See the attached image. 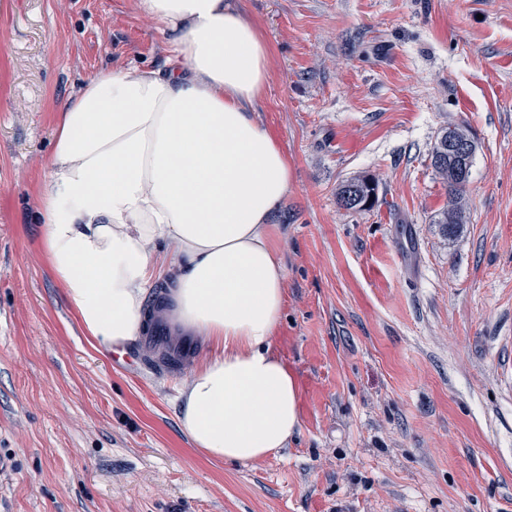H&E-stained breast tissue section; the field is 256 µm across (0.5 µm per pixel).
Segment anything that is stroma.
<instances>
[{"instance_id": "1", "label": "stroma", "mask_w": 512, "mask_h": 512, "mask_svg": "<svg viewBox=\"0 0 512 512\" xmlns=\"http://www.w3.org/2000/svg\"><path fill=\"white\" fill-rule=\"evenodd\" d=\"M270 49L254 110L288 156L274 351L287 447L207 459L175 368L101 353L41 255L37 186L83 80L161 63L134 0H0V512H512V0H237ZM473 138L461 226L431 165ZM357 175L372 206L336 199Z\"/></svg>"}]
</instances>
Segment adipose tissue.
Masks as SVG:
<instances>
[{
	"instance_id": "obj_1",
	"label": "adipose tissue",
	"mask_w": 512,
	"mask_h": 512,
	"mask_svg": "<svg viewBox=\"0 0 512 512\" xmlns=\"http://www.w3.org/2000/svg\"><path fill=\"white\" fill-rule=\"evenodd\" d=\"M166 37L165 65L99 72L55 125L36 201L47 266L96 344L146 335L148 290L177 336L212 354L178 397L179 424L208 458L247 463L285 447L299 393L273 349L286 266L273 217L288 156L252 108L269 49L232 0H135Z\"/></svg>"
}]
</instances>
